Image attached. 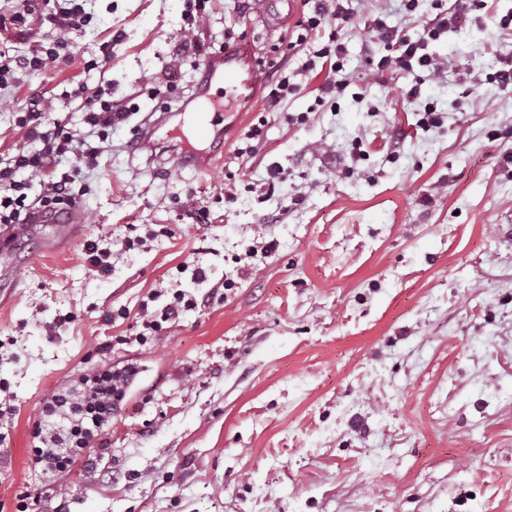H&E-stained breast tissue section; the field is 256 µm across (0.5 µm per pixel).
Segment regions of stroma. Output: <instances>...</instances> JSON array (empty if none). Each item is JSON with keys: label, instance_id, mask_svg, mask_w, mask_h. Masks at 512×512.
Here are the masks:
<instances>
[{"label": "stroma", "instance_id": "35a3bbf8", "mask_svg": "<svg viewBox=\"0 0 512 512\" xmlns=\"http://www.w3.org/2000/svg\"><path fill=\"white\" fill-rule=\"evenodd\" d=\"M267 2L276 27L254 0H209L192 28L185 0H88L69 57L0 90L2 164L26 141L31 94L84 81L140 107L75 184L85 224L56 249L43 224L0 242V401L14 408L0 416V512L48 484L66 512H512V86L493 80L512 54L499 26L512 0L431 43L447 68L421 79L377 74L365 23L383 12L413 35L436 0H351L319 42L335 31L345 46L335 98L301 69L315 46L294 43L304 0ZM13 6L0 0V49L58 37L15 29ZM228 28L227 66L251 88L224 104L211 170L179 164L183 140L163 133L162 162L147 164L144 115L194 108ZM104 43L109 70L86 71ZM285 68L300 90L266 109L264 84ZM428 103L442 123L414 132ZM89 240L111 249V272L85 262ZM177 292L199 305L129 344L143 309ZM126 359L142 373L96 470L35 474L44 397Z\"/></svg>", "mask_w": 512, "mask_h": 512}]
</instances>
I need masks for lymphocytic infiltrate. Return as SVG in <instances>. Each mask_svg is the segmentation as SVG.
Here are the masks:
<instances>
[{
  "instance_id": "lymphocytic-infiltrate-1",
  "label": "lymphocytic infiltrate",
  "mask_w": 512,
  "mask_h": 512,
  "mask_svg": "<svg viewBox=\"0 0 512 512\" xmlns=\"http://www.w3.org/2000/svg\"><path fill=\"white\" fill-rule=\"evenodd\" d=\"M51 0H23L24 9L15 16L17 23L47 16L61 30L62 35L49 43L31 46L24 57L0 51V89L7 88L19 69L38 71L68 53L70 34L82 32L92 20L86 12L84 0H64L57 11H49ZM489 0H454L448 9L440 11L423 27L418 35L388 25L384 16L368 20L370 37L364 44L368 58L376 59L378 72L394 68L406 73L415 69L438 74L443 64L428 51L430 42L439 39L448 30L457 27L463 15L487 7ZM385 48V55H378V48ZM343 45L323 46L307 59L303 70L326 69L328 80L322 86L326 95H335L347 86L341 72L344 68L341 56ZM63 98L76 101L83 114V121L98 136L125 124L135 105L124 101H112L102 87L88 83L63 91ZM53 102L39 95H31L25 115L18 120L26 127L27 145L16 148L7 166L0 168V224L29 223L34 210L44 216H59L73 205L72 186L84 171L93 169L101 153L99 147L83 145L74 150L73 137L58 119H55ZM78 158L68 170H61L62 159L70 152ZM39 180L41 191L37 197H29L28 183ZM140 374L137 361L128 359L94 374L82 376L80 386L64 392H55L43 401L40 419L36 424V444L30 451V466L44 473L59 474L68 471L76 462L86 468H94L99 456L95 445L100 435L111 424L121 408L129 389Z\"/></svg>"
}]
</instances>
